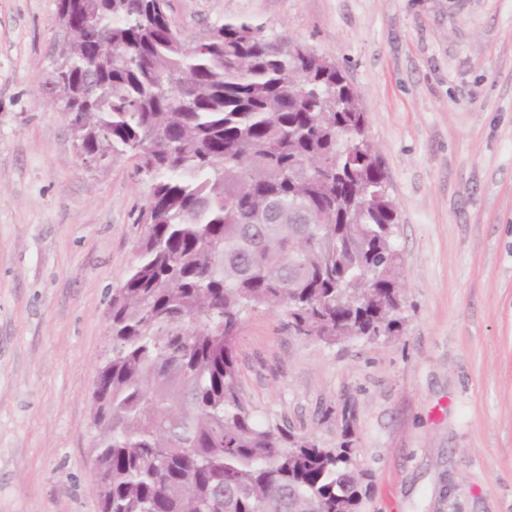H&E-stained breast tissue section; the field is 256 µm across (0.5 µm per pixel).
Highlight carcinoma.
<instances>
[{"instance_id": "carcinoma-1", "label": "carcinoma", "mask_w": 512, "mask_h": 512, "mask_svg": "<svg viewBox=\"0 0 512 512\" xmlns=\"http://www.w3.org/2000/svg\"><path fill=\"white\" fill-rule=\"evenodd\" d=\"M170 0H58L48 84L83 160L149 181L94 391L101 512H357L353 450L258 423L255 311L329 345L400 331L398 212L345 71L250 18L193 42Z\"/></svg>"}]
</instances>
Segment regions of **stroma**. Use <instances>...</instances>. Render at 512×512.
Listing matches in <instances>:
<instances>
[{
  "label": "stroma",
  "mask_w": 512,
  "mask_h": 512,
  "mask_svg": "<svg viewBox=\"0 0 512 512\" xmlns=\"http://www.w3.org/2000/svg\"><path fill=\"white\" fill-rule=\"evenodd\" d=\"M57 0H0V512H100L93 390L148 194L85 163L47 78ZM186 40L244 16L342 67L398 210L403 325L336 346L258 311L260 423L351 441L358 512H512V0H171Z\"/></svg>",
  "instance_id": "obj_1"
}]
</instances>
